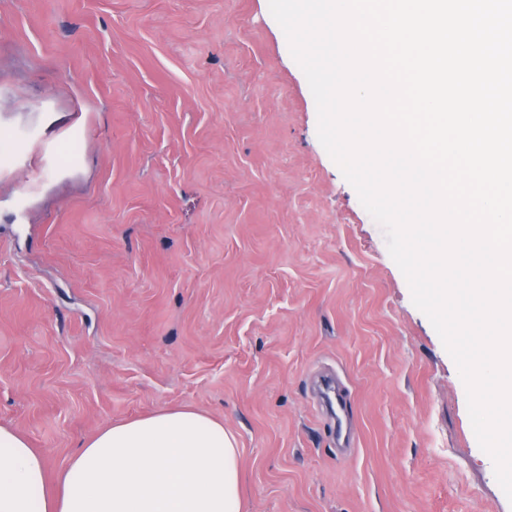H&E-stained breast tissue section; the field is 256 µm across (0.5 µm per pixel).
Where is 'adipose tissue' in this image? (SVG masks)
<instances>
[{
	"label": "adipose tissue",
	"mask_w": 512,
	"mask_h": 512,
	"mask_svg": "<svg viewBox=\"0 0 512 512\" xmlns=\"http://www.w3.org/2000/svg\"><path fill=\"white\" fill-rule=\"evenodd\" d=\"M240 448L222 421L176 408L101 431L57 481L0 426V512H243Z\"/></svg>",
	"instance_id": "adipose-tissue-1"
}]
</instances>
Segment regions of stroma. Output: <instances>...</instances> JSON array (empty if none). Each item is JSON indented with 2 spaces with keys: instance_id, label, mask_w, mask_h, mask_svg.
Here are the masks:
<instances>
[{
  "instance_id": "obj_1",
  "label": "stroma",
  "mask_w": 512,
  "mask_h": 512,
  "mask_svg": "<svg viewBox=\"0 0 512 512\" xmlns=\"http://www.w3.org/2000/svg\"><path fill=\"white\" fill-rule=\"evenodd\" d=\"M317 127L269 0H0V425L51 477L188 406L247 512H512Z\"/></svg>"
}]
</instances>
